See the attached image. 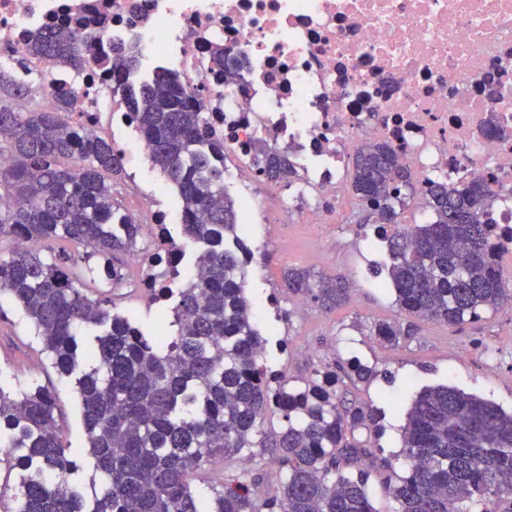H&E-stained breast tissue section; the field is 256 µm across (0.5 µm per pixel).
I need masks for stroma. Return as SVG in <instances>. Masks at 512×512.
Instances as JSON below:
<instances>
[{
  "label": "stroma",
  "mask_w": 512,
  "mask_h": 512,
  "mask_svg": "<svg viewBox=\"0 0 512 512\" xmlns=\"http://www.w3.org/2000/svg\"><path fill=\"white\" fill-rule=\"evenodd\" d=\"M123 166L122 174L112 179V193L122 211L137 213L143 222L142 249L117 255L115 264L124 275L117 286L92 280L84 266H77L76 272L90 297L110 296L115 312L131 315L149 330L158 306L139 281L144 255L153 250L155 235L149 224L152 211H144L142 201L146 193H154L153 211L166 212L173 226L179 222V211L172 187L158 169L129 159ZM363 216V211L352 206L341 223L326 228L329 243L314 266L307 260L316 245L308 225H287L278 236L270 235L266 225H249L248 237L256 253L284 250L288 256L259 271H248L247 295L255 321L273 313L283 316L269 344V357L290 386H304L314 371L345 363L354 355L376 370V378L369 381L343 377L342 389L348 399L377 409L382 430L369 434L364 442L373 452L377 470L390 468L399 473L405 460L398 425L423 388L448 384L512 410V305L455 328L412 318L396 304L391 289L378 284L375 270L388 257L379 248L372 225L363 223ZM308 266L320 277H359L362 285L351 289L342 305L323 308L311 299L288 294L284 285L286 269ZM382 323L412 325L414 334L388 343L375 334ZM0 386L13 394L37 386L52 391L64 444L85 447L74 379L61 377L52 368L23 310L6 295H0ZM272 465L264 449L256 447L242 457H215L205 470L189 473L188 480L202 487L231 471L267 472Z\"/></svg>",
  "instance_id": "obj_1"
}]
</instances>
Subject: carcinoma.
<instances>
[{
  "label": "carcinoma",
  "instance_id": "cac0c4a2",
  "mask_svg": "<svg viewBox=\"0 0 512 512\" xmlns=\"http://www.w3.org/2000/svg\"><path fill=\"white\" fill-rule=\"evenodd\" d=\"M92 40L59 24L30 33L26 55L79 72L94 56ZM139 63L133 46L96 58L148 144L151 164L175 188L181 229L200 246L194 264L202 269L172 288L185 252L171 234L148 256L167 264L149 288L161 310L151 333L112 312L109 298L88 297L70 271L81 260L106 283L123 278L114 256L136 248L143 225L112 197L108 178L122 172L121 156L96 128L63 119L68 98L42 108V84L0 68V156L7 157L0 240L35 244L0 257V292L22 308L53 367L74 378L87 441L84 455L63 443L50 390L10 397L0 387V466L20 471L21 481L6 512H375L370 450L348 436L378 425L370 407L338 386L341 373L366 380L373 369L354 359L292 389L268 363V339L251 321L241 283L245 229L217 165L224 140L202 101L169 71L157 69L134 86ZM210 64L219 75L229 69L223 45L212 48ZM255 160L268 179L292 183L288 153L260 144ZM411 181L392 146L376 141L355 155L347 185L375 216L397 303L450 328L512 304L491 242L490 187L433 180L423 190L429 222L406 224L402 189ZM229 233L233 250L225 246ZM56 239L83 254L44 256L42 245ZM285 284L326 308L348 294L342 278L304 269L288 270ZM376 335L393 343L413 329L380 324ZM271 407L285 425L267 435L260 426ZM401 438L405 473L385 477L398 512H512V412L450 385L428 387L413 399ZM255 446L278 464L276 486L262 471L228 473L208 486L207 498L189 484L188 473L212 457ZM86 460L101 480L90 500L68 483Z\"/></svg>",
  "mask_w": 512,
  "mask_h": 512
}]
</instances>
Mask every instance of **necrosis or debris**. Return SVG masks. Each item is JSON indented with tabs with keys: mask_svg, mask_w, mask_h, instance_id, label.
<instances>
[{
	"mask_svg": "<svg viewBox=\"0 0 512 512\" xmlns=\"http://www.w3.org/2000/svg\"><path fill=\"white\" fill-rule=\"evenodd\" d=\"M87 18L96 55L136 46L201 95L237 180L262 182L258 143L287 149L330 202L289 203L301 223H338L352 148L384 140L417 187L488 183L493 241L512 253V0H0V66L39 75L43 107L69 96L96 126L99 72L23 53L26 31ZM216 43L235 64L220 80Z\"/></svg>",
	"mask_w": 512,
	"mask_h": 512,
	"instance_id": "1",
	"label": "necrosis or debris"
}]
</instances>
